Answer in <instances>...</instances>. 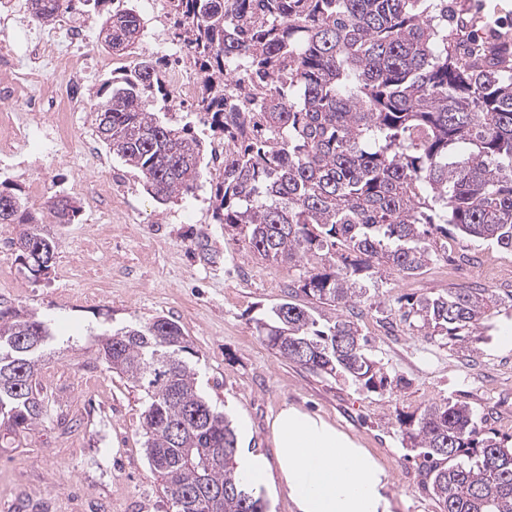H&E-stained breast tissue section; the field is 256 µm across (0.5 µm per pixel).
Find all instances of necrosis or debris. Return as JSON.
Instances as JSON below:
<instances>
[{
    "mask_svg": "<svg viewBox=\"0 0 512 512\" xmlns=\"http://www.w3.org/2000/svg\"><path fill=\"white\" fill-rule=\"evenodd\" d=\"M106 65L89 51L84 29L16 27L12 43L0 48V71L9 75L0 82V101L16 105L0 113V155L13 157L40 142L66 140L70 115L79 104L77 88ZM48 72L56 77L50 86L42 83ZM47 112L52 121L44 120Z\"/></svg>",
    "mask_w": 512,
    "mask_h": 512,
    "instance_id": "4bbe7bcc",
    "label": "necrosis or debris"
}]
</instances>
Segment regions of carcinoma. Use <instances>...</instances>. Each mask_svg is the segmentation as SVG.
I'll return each mask as SVG.
<instances>
[{
	"label": "carcinoma",
	"instance_id": "cac0c4a2",
	"mask_svg": "<svg viewBox=\"0 0 512 512\" xmlns=\"http://www.w3.org/2000/svg\"><path fill=\"white\" fill-rule=\"evenodd\" d=\"M44 2L36 18L51 24L74 0ZM94 3L112 5V49L136 48V11ZM171 3L197 71V110L224 135L214 217L263 259L297 271L293 288L308 300L273 307L259 334L293 363L384 387L358 324L318 317L316 307L354 313L381 271L413 276L448 256L450 238L512 251V34L451 47L448 0ZM157 94L168 97L163 72L138 59L96 91L95 132L164 204L199 187L207 149L189 125L149 109ZM4 196L13 207L0 224L25 225L11 245L36 277L58 244L21 198ZM54 200L46 214L74 223L79 207ZM496 303L487 288H450L400 306V320L465 342ZM53 340L36 313L0 307V432L17 436L43 420L37 371ZM191 355L165 316L98 337L97 359L145 394V452L174 512H265L236 472L235 429L200 392ZM400 427L439 512H512V445L483 433L468 404L433 403Z\"/></svg>",
	"mask_w": 512,
	"mask_h": 512
}]
</instances>
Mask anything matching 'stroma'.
<instances>
[{
    "mask_svg": "<svg viewBox=\"0 0 512 512\" xmlns=\"http://www.w3.org/2000/svg\"><path fill=\"white\" fill-rule=\"evenodd\" d=\"M143 22L134 53L116 54L99 39L104 11L75 0L63 19L84 28L92 53L110 58L97 82L84 87L83 111L73 113L67 140L0 157V185L30 209L63 187L82 183L72 199L80 209L71 224L44 223L58 249L47 277L28 273L9 245L19 225L0 226V305L35 312L51 324L56 341L39 370L51 418L28 433L0 441V512H173L153 474L142 431L145 398L139 388L108 372L96 358L94 336L131 322L166 316L180 323L195 352L201 390L249 435L238 449L273 455L269 421L285 402L336 424L387 472L393 512H439L423 485L414 452L403 443L399 420L433 403L465 401L489 436L512 437V293L497 289V305L481 320L476 342L427 336L400 321L401 301L451 288L432 263L418 276L382 274L358 306V324L384 372L404 387L373 391L341 376L319 374L282 358L255 325L288 297L295 278L286 266L262 259L242 235L213 218L222 173L203 171L195 194L167 204L151 198L141 175L118 156L81 150L94 138L89 110L100 81L152 57L162 71L191 69L175 36L169 0H129ZM453 16L473 20L452 38L512 29V0H448ZM44 194L32 196V181ZM210 245L209 257L197 249ZM497 365V380L475 374L471 363Z\"/></svg>",
    "mask_w": 512,
    "mask_h": 512,
    "instance_id": "1",
    "label": "stroma"
}]
</instances>
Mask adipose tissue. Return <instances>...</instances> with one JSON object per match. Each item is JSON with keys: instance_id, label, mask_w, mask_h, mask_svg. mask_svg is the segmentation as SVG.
<instances>
[{"instance_id": "adipose-tissue-1", "label": "adipose tissue", "mask_w": 512, "mask_h": 512, "mask_svg": "<svg viewBox=\"0 0 512 512\" xmlns=\"http://www.w3.org/2000/svg\"><path fill=\"white\" fill-rule=\"evenodd\" d=\"M270 428L274 457L248 450L237 459L249 486L286 489L297 512H392L385 471L336 426L285 404Z\"/></svg>"}]
</instances>
